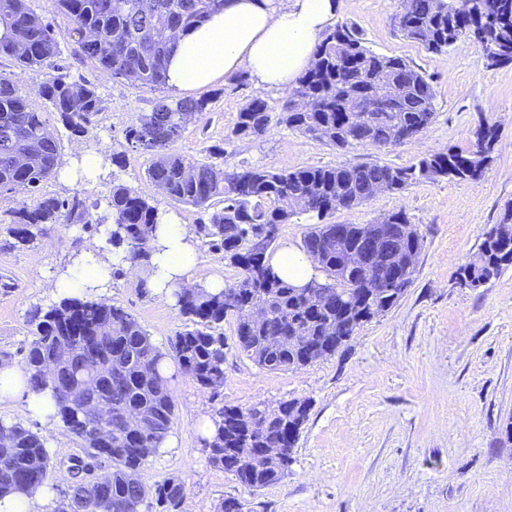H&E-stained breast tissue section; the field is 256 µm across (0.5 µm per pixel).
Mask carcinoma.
Masks as SVG:
<instances>
[{"mask_svg":"<svg viewBox=\"0 0 512 512\" xmlns=\"http://www.w3.org/2000/svg\"><path fill=\"white\" fill-rule=\"evenodd\" d=\"M52 13L65 28L35 12L29 0H0V58L18 69L41 68V88L49 110L29 104L13 72L0 70V196L29 194L31 204L11 212L7 234L13 248L26 247L48 224L92 227L81 192L66 198L40 192L41 182L61 168L60 144L54 125L78 138L95 129L102 110L96 86L70 81L62 64L61 41L77 47L79 55L112 77L140 86L166 85L168 59L175 37L169 31L189 30L224 0H52ZM396 15L402 36L439 56L460 38L476 44L486 66L512 64V0H402ZM209 99H159L152 110L138 115L125 134L132 151L149 156V181L184 208L208 213V221L193 225V233L212 250L224 254L240 269L239 277L212 292L197 285L171 291L186 318V328L170 341L166 353L123 307L92 298L67 297L30 320L32 340L23 358L31 389L48 391L64 429L84 456L69 459V469L82 471L56 501L53 512H142L156 505L159 512H177L185 492L178 478L148 484L145 467L170 432L175 399L165 359L204 388L224 386V319L236 320L238 350L270 370H293L336 354L372 319L388 312L412 282L423 240L401 210L390 214L389 251L384 276L397 275L399 287L376 288L369 274L348 270L336 261L360 251L364 224H336L328 218L371 199L380 185L398 194L414 184L446 179H478L491 159L498 129L477 126L485 150L453 148L420 158L409 166L378 162L340 163L291 171L237 164L217 168L173 150L187 126L180 116L206 114ZM437 93L431 80L414 64L377 53L364 44L359 31L347 23L325 30L315 47L311 67L297 80L281 107L279 122L343 150L354 145L387 148L422 134L435 119ZM271 123V107L254 98L237 114L236 138L263 136ZM112 246L122 249L121 263L142 266L156 251L157 225L163 215L147 199L123 183H112ZM304 218L312 228L303 250L316 261L319 276L298 287L280 278L270 264L269 248L257 233L263 225L280 227ZM512 267V209L485 234L465 272L471 282L488 283ZM259 307L261 319L248 310ZM304 336L306 344L288 346L286 338ZM86 348V357L68 362L50 378L42 364L62 343ZM108 363L84 399L112 403L107 423L112 447L101 448L89 435L83 410L67 405L61 388L78 383L97 361ZM150 378H145V375ZM149 418L142 432L130 430L126 413ZM310 412L306 399L275 407L259 402L248 409L224 405L217 409L222 423L203 439L209 461L235 477L251 492L280 482L293 463L294 448ZM7 445L0 447V496L46 483L57 465L40 432L20 422L0 420ZM267 448H281L276 457ZM39 462V467L32 462Z\"/></svg>","mask_w":512,"mask_h":512,"instance_id":"carcinoma-1","label":"carcinoma"}]
</instances>
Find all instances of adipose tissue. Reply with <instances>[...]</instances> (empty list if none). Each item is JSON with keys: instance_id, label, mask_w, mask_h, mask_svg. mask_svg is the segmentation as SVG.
Instances as JSON below:
<instances>
[{"instance_id": "1", "label": "adipose tissue", "mask_w": 512, "mask_h": 512, "mask_svg": "<svg viewBox=\"0 0 512 512\" xmlns=\"http://www.w3.org/2000/svg\"><path fill=\"white\" fill-rule=\"evenodd\" d=\"M337 0H226L223 11L180 34L168 63L167 79L179 90H201L223 78L248 72L259 85L287 89L314 59L315 45L336 16ZM159 252L151 258L149 287L184 276L195 259L186 225H159ZM25 397L24 414L38 416L47 431L59 421L50 393L31 391L22 370L0 363V396Z\"/></svg>"}]
</instances>
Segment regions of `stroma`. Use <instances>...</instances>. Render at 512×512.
Here are the masks:
<instances>
[{
	"label": "stroma",
	"instance_id": "stroma-1",
	"mask_svg": "<svg viewBox=\"0 0 512 512\" xmlns=\"http://www.w3.org/2000/svg\"><path fill=\"white\" fill-rule=\"evenodd\" d=\"M400 0H339L337 22L354 24L375 52L413 62L437 93L438 112L420 136L380 150L356 145L341 152L278 122L257 139H235L241 108L255 98L280 107L287 91L257 85L249 76L203 89L207 114L190 123L177 152L217 166L238 164L294 170L338 163L405 166L425 154L468 150L479 122L497 127L493 159L474 181L422 182L400 194H381L340 210L338 224H371L402 210L424 247L399 303L365 324L336 355L297 370L264 369L236 347L235 320L224 321V386L203 388L170 364L175 419L166 443L144 470L147 483L180 478L179 512H216L227 497L251 512H512V268L479 288L461 285L459 269L477 252L486 231L512 208V65L486 67L463 38L434 56L395 27ZM71 80L95 85L103 99L98 126L84 138L59 130L62 166L41 189L62 197L81 191L93 219L111 218L107 198L119 181L145 196L167 218L199 221L148 180L147 158L130 152L124 134L156 100L176 96L113 80L61 45ZM126 153L125 168L112 157ZM21 196L0 197V361L22 363L31 340L29 317L57 304V283L85 255L111 264L105 228L48 229L31 245L4 247L2 219ZM187 271L190 284L235 281L239 270L201 239ZM145 269L122 271L95 299L125 308L152 342L168 351L186 323L174 299L142 287ZM290 399L311 403L295 461L279 483L252 493L201 449L199 422L222 405L242 409Z\"/></svg>",
	"mask_w": 512,
	"mask_h": 512
}]
</instances>
